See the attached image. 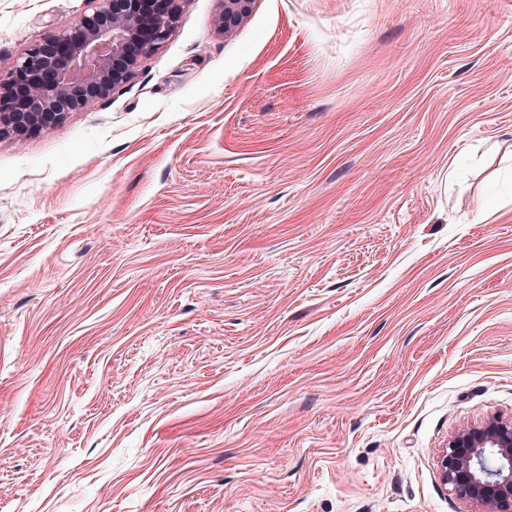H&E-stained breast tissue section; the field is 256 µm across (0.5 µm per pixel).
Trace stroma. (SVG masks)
Wrapping results in <instances>:
<instances>
[{"mask_svg": "<svg viewBox=\"0 0 512 512\" xmlns=\"http://www.w3.org/2000/svg\"><path fill=\"white\" fill-rule=\"evenodd\" d=\"M93 7L0 0V75ZM188 0L0 139V512H469L512 416V0ZM215 25L221 32L235 28L252 10L255 0H217ZM439 459L442 481L471 512L511 511L512 417L491 416L458 430Z\"/></svg>", "mask_w": 512, "mask_h": 512, "instance_id": "1", "label": "stroma"}]
</instances>
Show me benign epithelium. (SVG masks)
<instances>
[{
    "instance_id": "1",
    "label": "benign epithelium",
    "mask_w": 512,
    "mask_h": 512,
    "mask_svg": "<svg viewBox=\"0 0 512 512\" xmlns=\"http://www.w3.org/2000/svg\"><path fill=\"white\" fill-rule=\"evenodd\" d=\"M167 12L154 14L148 0H98L92 12L54 35L52 54L34 44L0 78V101L13 85L30 74L48 80L35 86L25 112H0V138L22 136L64 120L94 99H104L128 82L141 61L173 35L184 3L167 0ZM215 25L221 32L235 28L255 0H217ZM442 481L471 512H499L512 507V417L491 416L458 430L439 456Z\"/></svg>"
}]
</instances>
